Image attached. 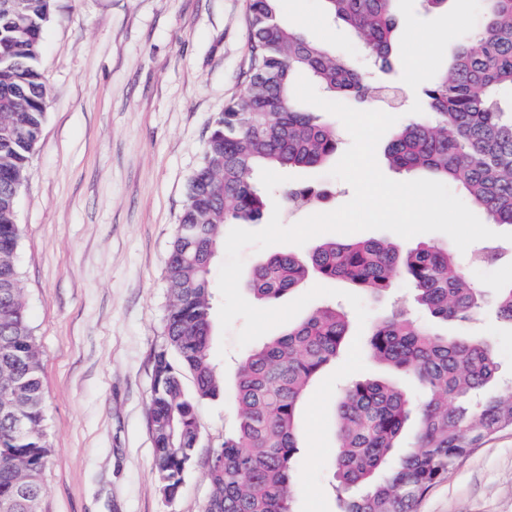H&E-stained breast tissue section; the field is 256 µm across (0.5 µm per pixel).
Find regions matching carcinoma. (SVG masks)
Segmentation results:
<instances>
[{
  "label": "carcinoma",
  "mask_w": 512,
  "mask_h": 512,
  "mask_svg": "<svg viewBox=\"0 0 512 512\" xmlns=\"http://www.w3.org/2000/svg\"><path fill=\"white\" fill-rule=\"evenodd\" d=\"M397 0H323L326 14L351 27L374 65L393 70ZM483 24L464 40L423 92V110L390 136L387 158L459 187L496 224L512 226V0H479ZM53 0H0V512H40L50 446L44 428L42 358L21 289L16 204L45 121L39 68ZM247 94L224 109L192 175L167 257V345L154 355L148 406L153 471L169 499L181 490L202 436L196 400L224 394L210 342V268L225 225L260 220L268 196L260 168H314L333 159L336 129L295 96L301 76L331 96L366 100L364 75L344 55L282 23L277 0H250ZM290 209L315 206L312 186L279 189ZM308 280H348L383 293L398 281L432 318L465 322L491 309L512 323V280L488 297L448 249L420 244L401 252L381 240L322 241L306 255L276 252L244 286L276 300ZM349 336L347 313L325 306L281 336L247 352L233 391L237 425L211 455L204 512H293L299 410L312 381L336 362ZM370 355L413 377L420 393L358 378L336 400L337 488L342 512H414L417 501L457 460L512 429V389L499 388L500 364L486 343L440 334L403 305L368 332ZM195 381L188 396L182 372ZM410 451L390 463L408 423Z\"/></svg>",
  "instance_id": "carcinoma-1"
}]
</instances>
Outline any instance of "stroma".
I'll return each instance as SVG.
<instances>
[{
    "instance_id": "obj_1",
    "label": "stroma",
    "mask_w": 512,
    "mask_h": 512,
    "mask_svg": "<svg viewBox=\"0 0 512 512\" xmlns=\"http://www.w3.org/2000/svg\"><path fill=\"white\" fill-rule=\"evenodd\" d=\"M249 0H55L42 38L46 117L17 201L19 264L27 312L42 355L51 456L42 512H203L206 459L235 416L227 396L197 404L203 426L195 463L167 499L153 472L148 415L153 357L166 345L165 263L187 185L214 120L249 80ZM280 20L370 61L348 26L321 0H278ZM395 102L363 104L408 121L422 90L482 20L478 0L425 10L397 0ZM449 30L447 41L412 44L414 32ZM263 188L329 189V212L352 187L329 167L261 169ZM243 326L214 327L212 360L233 389ZM495 348L512 383V324L485 314L452 323ZM415 512H512V430L471 449Z\"/></svg>"
}]
</instances>
